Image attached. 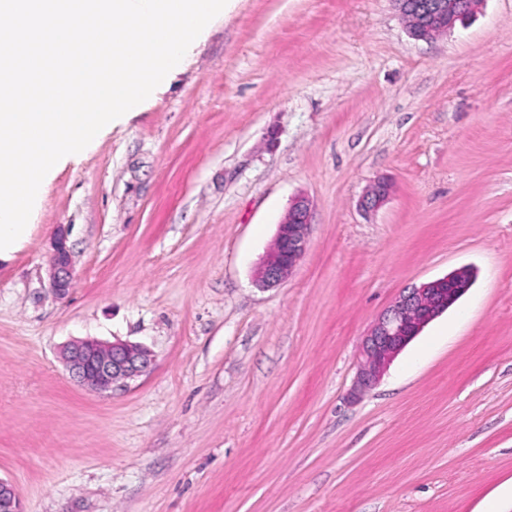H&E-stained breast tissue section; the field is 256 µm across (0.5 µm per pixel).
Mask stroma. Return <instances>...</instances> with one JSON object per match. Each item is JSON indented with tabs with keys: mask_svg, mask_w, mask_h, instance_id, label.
I'll use <instances>...</instances> for the list:
<instances>
[{
	"mask_svg": "<svg viewBox=\"0 0 512 512\" xmlns=\"http://www.w3.org/2000/svg\"><path fill=\"white\" fill-rule=\"evenodd\" d=\"M298 196L307 252L259 288ZM30 222L0 261V479L23 512H512V0L431 39L392 0H235ZM462 266L468 293L348 401L380 313ZM81 339L151 366L88 391L61 359ZM72 281L71 251L67 245L66 234L60 231L52 243L50 286L62 298L72 287Z\"/></svg>",
	"mask_w": 512,
	"mask_h": 512,
	"instance_id": "stroma-1",
	"label": "stroma"
}]
</instances>
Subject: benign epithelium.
Instances as JSON below:
<instances>
[{
	"mask_svg": "<svg viewBox=\"0 0 512 512\" xmlns=\"http://www.w3.org/2000/svg\"><path fill=\"white\" fill-rule=\"evenodd\" d=\"M408 20L410 33L428 39L437 31L452 30L457 12L465 0H393ZM389 189L376 183L360 201L365 211L378 208ZM311 230V207L304 197L295 198L278 224L275 244L269 257L257 270L256 281L263 288L280 285L304 257ZM71 251L66 234L59 233L52 243L50 286L63 297L72 287ZM474 283V272L467 266L419 286L404 289L375 321L360 344V363L350 397L357 398L372 389L393 359L436 317L454 305ZM66 368L82 386L103 393L129 385L150 367L148 351L127 342L104 344L83 339L63 350ZM0 512H22L19 497L11 483L0 479Z\"/></svg>",
	"mask_w": 512,
	"mask_h": 512,
	"instance_id": "7a95c632",
	"label": "benign epithelium"
}]
</instances>
